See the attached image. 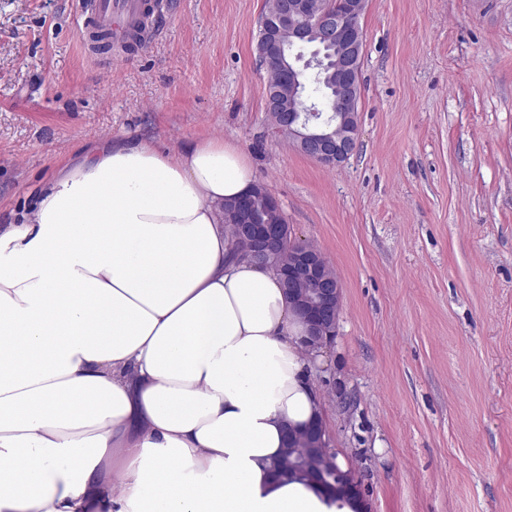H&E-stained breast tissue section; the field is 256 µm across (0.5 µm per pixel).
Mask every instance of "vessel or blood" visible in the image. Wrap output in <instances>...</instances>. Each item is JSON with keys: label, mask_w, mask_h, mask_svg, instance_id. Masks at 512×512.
<instances>
[{"label": "vessel or blood", "mask_w": 512, "mask_h": 512, "mask_svg": "<svg viewBox=\"0 0 512 512\" xmlns=\"http://www.w3.org/2000/svg\"><path fill=\"white\" fill-rule=\"evenodd\" d=\"M163 9V0H88L82 14L83 26L90 37L106 35L115 49L130 42L140 22H151Z\"/></svg>", "instance_id": "obj_1"}]
</instances>
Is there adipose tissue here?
Returning a JSON list of instances; mask_svg holds the SVG:
<instances>
[{
    "label": "adipose tissue",
    "instance_id": "adipose-tissue-1",
    "mask_svg": "<svg viewBox=\"0 0 512 512\" xmlns=\"http://www.w3.org/2000/svg\"><path fill=\"white\" fill-rule=\"evenodd\" d=\"M236 146L107 139L0 226V512H361L271 471L322 351L232 252Z\"/></svg>",
    "mask_w": 512,
    "mask_h": 512
}]
</instances>
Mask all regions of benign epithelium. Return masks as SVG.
Masks as SVG:
<instances>
[{"label": "benign epithelium", "instance_id": "7a95c632", "mask_svg": "<svg viewBox=\"0 0 512 512\" xmlns=\"http://www.w3.org/2000/svg\"><path fill=\"white\" fill-rule=\"evenodd\" d=\"M367 0H348L347 10L338 13L331 7V0H323L321 10L309 21H299L306 16L307 0H279L275 12L264 16L262 30L268 36L263 44V54L268 61L279 60L284 53L279 36L288 34V47L298 50L315 44L333 49V70L336 73L338 96L332 111L340 114L339 123L329 132H316L312 124L318 115L316 105L308 102L301 93L295 104L288 107L282 103L278 92L268 90L265 109L274 117L276 130L288 136L299 152L327 166H337L346 161L356 148L358 123L350 118L358 111L361 102L360 69L364 41L358 27L364 14ZM244 235L259 244L248 257L257 261L261 253L275 243L289 241L294 254V268L282 276L288 291L289 304L307 323L306 345L321 348L334 339L341 310L342 288L338 278L328 276L318 261V252L295 241L290 225L285 218L276 224H250L244 227ZM303 281L307 288L298 291L296 281ZM321 480L346 490L357 491L359 484L348 472L336 471V458H322L315 464Z\"/></svg>", "mask_w": 512, "mask_h": 512}]
</instances>
